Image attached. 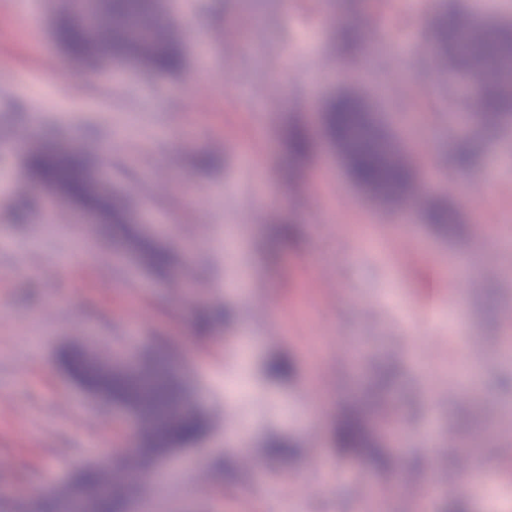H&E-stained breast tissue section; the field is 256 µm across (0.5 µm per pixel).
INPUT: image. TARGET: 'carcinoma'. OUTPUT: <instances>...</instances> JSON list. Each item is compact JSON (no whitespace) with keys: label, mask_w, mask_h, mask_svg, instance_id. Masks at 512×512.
<instances>
[{"label":"carcinoma","mask_w":512,"mask_h":512,"mask_svg":"<svg viewBox=\"0 0 512 512\" xmlns=\"http://www.w3.org/2000/svg\"><path fill=\"white\" fill-rule=\"evenodd\" d=\"M56 41L73 59L93 65L128 61L149 72L176 73L184 65L182 40L163 12L162 0H94L93 12L59 17ZM366 35L357 27L341 29L337 40L356 55ZM426 52L439 69L475 88L469 106L473 122L500 129L512 124V22L485 24L479 37L462 21L449 0H436ZM324 126L343 161L348 178L381 206H407L425 211L441 235L458 230L455 212L442 202L423 200L417 173L407 156L405 142L391 133L362 95L341 91L323 108ZM290 158L298 162L310 149L307 132L290 128L284 133ZM30 182L50 183L58 199L77 203L113 225V238L132 246L149 267L163 271L170 265L167 251L147 242L130 240L122 229L126 204L117 195L94 187L89 178L92 159L77 148L36 145L24 158ZM61 361L72 377L100 400L136 416V444L123 455V488L105 477L104 466L86 465L57 494L34 503L31 512H78L74 495L80 491L93 512H125L128 494L139 489L144 474L178 447L198 440L208 418L190 392L180 370L159 352L144 355L141 368L114 365L84 345H69ZM373 409L355 398L336 422L338 454L364 461L384 471L390 451L371 430Z\"/></svg>","instance_id":"obj_1"}]
</instances>
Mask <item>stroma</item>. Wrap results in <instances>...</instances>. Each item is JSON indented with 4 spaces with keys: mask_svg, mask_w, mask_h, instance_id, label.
I'll use <instances>...</instances> for the list:
<instances>
[{
    "mask_svg": "<svg viewBox=\"0 0 512 512\" xmlns=\"http://www.w3.org/2000/svg\"><path fill=\"white\" fill-rule=\"evenodd\" d=\"M68 3L0 0V512H30L99 448L116 460L136 441L133 421L60 367L73 343L107 356L167 350L208 415L130 512H358L371 493L386 512H450L468 454L512 507V396L499 386L512 377V128L473 126L466 91L449 97L422 49L431 9L163 0L185 46L182 73L165 75L70 59L52 36ZM346 23L386 30L366 71L336 47ZM347 89L398 134L420 119L411 162L430 197L456 208V236L349 181L322 114ZM291 126L311 141L296 165ZM464 136L480 148L468 171L452 161ZM36 144L91 154L130 225L174 255L169 272L30 184L23 149ZM443 261L471 288L456 291ZM224 310L229 320L200 328L201 312ZM274 358L292 364L288 378L268 375ZM360 389L406 428L384 472L334 449ZM273 440L296 455L267 457Z\"/></svg>",
    "mask_w": 512,
    "mask_h": 512,
    "instance_id": "35a3bbf8",
    "label": "stroma"
}]
</instances>
